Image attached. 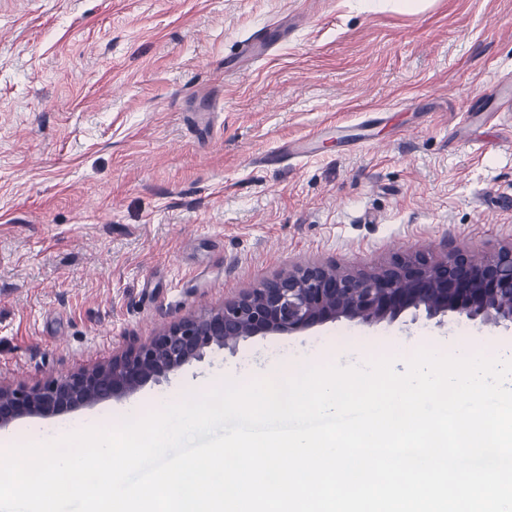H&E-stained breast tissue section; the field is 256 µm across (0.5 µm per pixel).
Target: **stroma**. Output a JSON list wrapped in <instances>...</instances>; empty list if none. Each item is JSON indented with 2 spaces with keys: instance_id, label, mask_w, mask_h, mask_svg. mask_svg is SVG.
<instances>
[{
  "instance_id": "obj_1",
  "label": "stroma",
  "mask_w": 512,
  "mask_h": 512,
  "mask_svg": "<svg viewBox=\"0 0 512 512\" xmlns=\"http://www.w3.org/2000/svg\"><path fill=\"white\" fill-rule=\"evenodd\" d=\"M512 0H0V385L111 361L288 267L512 241ZM270 56L225 72L254 30ZM383 118L353 153L334 126ZM315 140L317 153L259 157ZM512 330L407 310L258 335L136 392L6 433L112 427L185 384L247 383L332 352L342 365Z\"/></svg>"
}]
</instances>
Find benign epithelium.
<instances>
[{"mask_svg":"<svg viewBox=\"0 0 512 512\" xmlns=\"http://www.w3.org/2000/svg\"><path fill=\"white\" fill-rule=\"evenodd\" d=\"M408 309L429 319L454 312L512 328V242L493 250L453 247L440 255L406 250L370 269L317 263L291 267L106 364L53 377L38 387L0 386V427L133 393L214 345L225 348L252 336L291 333L330 320L392 322Z\"/></svg>","mask_w":512,"mask_h":512,"instance_id":"benign-epithelium-1","label":"benign epithelium"}]
</instances>
